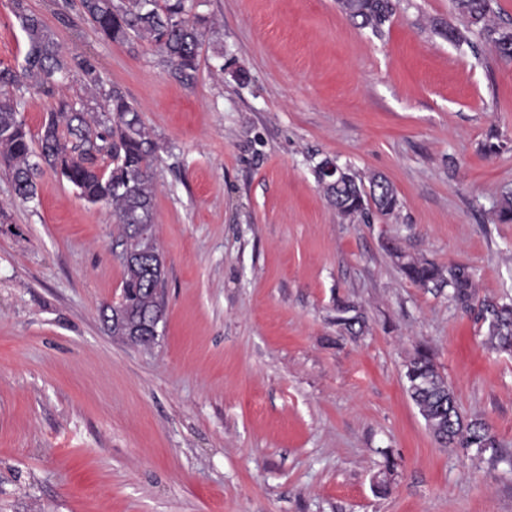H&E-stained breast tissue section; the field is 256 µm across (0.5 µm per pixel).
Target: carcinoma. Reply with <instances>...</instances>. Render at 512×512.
Here are the masks:
<instances>
[{"label":"carcinoma","instance_id":"1","mask_svg":"<svg viewBox=\"0 0 512 512\" xmlns=\"http://www.w3.org/2000/svg\"><path fill=\"white\" fill-rule=\"evenodd\" d=\"M191 0H63L62 8L74 9L90 21L99 36L109 42H139L155 48L183 83L197 79L198 57L205 36L204 18L191 13ZM464 22L460 28L448 24L440 33L456 45L467 42L472 28L486 34L496 53L512 60V37L489 27L488 0H454ZM13 14L25 35L27 50L19 70L0 69V167L12 177L15 195L28 202L36 197V178L42 167L50 168L69 183L77 194L92 204L112 208L116 223L122 226L121 246L129 247L137 238L138 224H154L155 188L152 167L155 144L139 110L117 91L104 95L97 104L99 116L89 119L85 103H59L50 113L39 134V151L19 110V99L26 91L53 92L59 81L77 75L96 89L105 83L97 63L87 56H69L42 18L28 11L24 0H12ZM394 14L392 0H352L347 16L380 34ZM111 159L104 169L99 161ZM319 162L314 167L317 183L338 212L344 206L357 210V218L367 222L373 214L361 207L359 190L369 185L378 193L377 212L390 215L400 205L393 186L384 178L369 181L357 173L349 175L336 188L324 184ZM405 257L399 270L422 288H448L450 298L462 308L470 307L474 283L467 267L454 265L443 270L436 264L415 258L400 248L391 249ZM159 250L152 243L132 264L124 265L122 293L127 319L133 324L159 325L165 312L164 298L157 289L165 288L164 273L154 270ZM481 317L488 322L491 345L512 350V304L485 299ZM406 390L425 422L433 428L434 439L442 446L475 449L481 455L496 450L498 442L489 425L466 420L456 407L453 392L438 371L429 352L418 347L404 372Z\"/></svg>","mask_w":512,"mask_h":512}]
</instances>
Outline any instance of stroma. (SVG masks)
Instances as JSON below:
<instances>
[{"mask_svg":"<svg viewBox=\"0 0 512 512\" xmlns=\"http://www.w3.org/2000/svg\"><path fill=\"white\" fill-rule=\"evenodd\" d=\"M26 4L152 133L165 316L150 347L112 336L110 209L49 170L20 202L0 170V512H512V351L479 318L512 299V62L438 34L452 0H399L380 35L337 0H194L187 86L154 48ZM25 52L0 0V67ZM62 99L96 102L76 76L25 94L31 135ZM327 157L385 176L400 207L342 217ZM393 245L466 266L475 305L406 279ZM340 300L363 335L339 331ZM421 345L496 454L434 440L403 377Z\"/></svg>","mask_w":512,"mask_h":512,"instance_id":"1","label":"stroma"}]
</instances>
